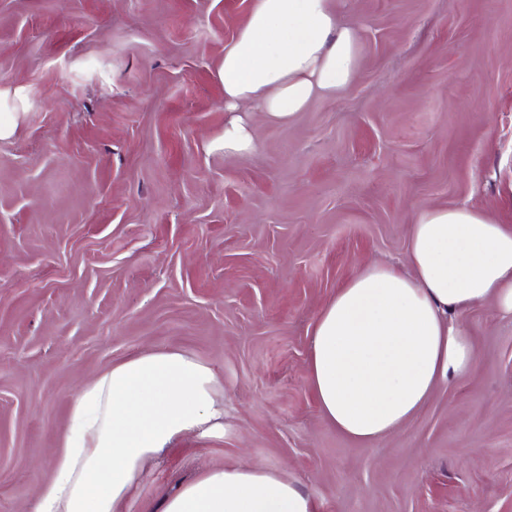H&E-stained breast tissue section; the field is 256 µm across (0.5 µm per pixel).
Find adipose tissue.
I'll use <instances>...</instances> for the list:
<instances>
[{"label": "adipose tissue", "mask_w": 512, "mask_h": 512, "mask_svg": "<svg viewBox=\"0 0 512 512\" xmlns=\"http://www.w3.org/2000/svg\"><path fill=\"white\" fill-rule=\"evenodd\" d=\"M362 45L334 0H252L217 76L224 86V154L254 146L242 110L285 122L358 75ZM490 302L512 315V225L468 206L431 208L409 227L402 266L371 263L321 308L307 380L322 418L369 444L398 432L442 381L472 373L473 338L459 322ZM214 370L153 347L84 382L69 408L52 477L33 512H123L143 463L178 438L223 427ZM160 512H316L275 469L213 468L165 496Z\"/></svg>", "instance_id": "ef3b65f1"}]
</instances>
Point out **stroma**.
<instances>
[{"mask_svg": "<svg viewBox=\"0 0 512 512\" xmlns=\"http://www.w3.org/2000/svg\"><path fill=\"white\" fill-rule=\"evenodd\" d=\"M251 0H0V512H31L83 381L154 346L211 366L224 434L147 462L124 512L251 463L317 512H512V320L460 316L477 369L356 442L306 379L320 309L408 228L512 225V0H337L356 80L225 157L217 67Z\"/></svg>", "mask_w": 512, "mask_h": 512, "instance_id": "35a3bbf8", "label": "stroma"}]
</instances>
